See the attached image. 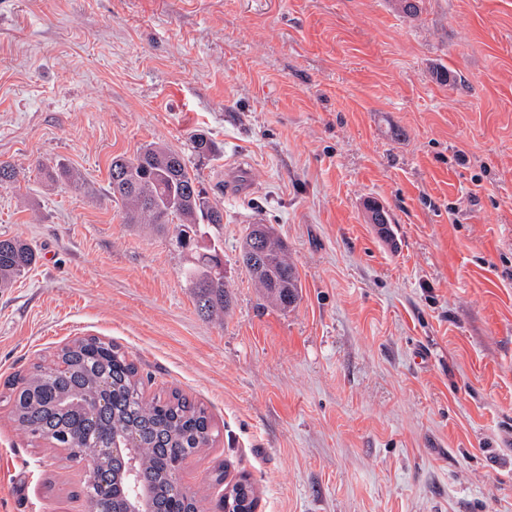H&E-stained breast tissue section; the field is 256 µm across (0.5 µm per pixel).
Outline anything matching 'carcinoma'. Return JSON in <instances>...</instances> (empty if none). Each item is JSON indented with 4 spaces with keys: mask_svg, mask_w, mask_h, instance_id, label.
Listing matches in <instances>:
<instances>
[{
    "mask_svg": "<svg viewBox=\"0 0 512 512\" xmlns=\"http://www.w3.org/2000/svg\"><path fill=\"white\" fill-rule=\"evenodd\" d=\"M192 151L200 157L216 154L214 141L201 133L190 136ZM112 196L121 203L127 223L164 228L176 224L181 245L188 233L208 237L224 219L217 201L200 186L184 155L165 145L149 144L132 157L112 158L109 170ZM267 240L262 254L253 256L249 228L240 245V260L264 298L284 308L298 294V277L288 262L272 227L264 225ZM37 262L35 249L20 238L0 239V289L10 288ZM221 259L216 247L192 252L183 269V279L192 289L198 313L211 319L224 312L229 294L224 277L214 268ZM58 359L69 364L64 375L36 365L21 378L10 395L13 420L33 440H45L61 448L89 443L108 447L109 439L133 443L124 457L104 455L101 468L112 481V499L101 501L85 490L89 508L126 512V504L140 498L141 512H206L196 495L181 488L176 472L183 461L212 441V426L206 409L174 392L165 398L143 399L138 368L112 343L96 337L77 339L61 349ZM108 392L103 408H90L75 415L61 407L64 400H84ZM224 470L213 481L224 485L223 512H255L256 488L242 477L224 484Z\"/></svg>",
    "mask_w": 512,
    "mask_h": 512,
    "instance_id": "carcinoma-1",
    "label": "carcinoma"
}]
</instances>
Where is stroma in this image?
<instances>
[{
	"mask_svg": "<svg viewBox=\"0 0 512 512\" xmlns=\"http://www.w3.org/2000/svg\"><path fill=\"white\" fill-rule=\"evenodd\" d=\"M151 142L224 208L223 321L173 229L112 199ZM0 162V239L38 251L0 290V512H88L91 460L30 443L9 396L89 336L207 408L177 481L210 512L222 466L256 512H512V0H0ZM258 218L285 310L239 261ZM256 220L249 228L240 245V260L251 279L262 289L264 298L275 305L287 308L298 294V277L292 264L288 262L283 246L275 239L272 227ZM264 226L267 240L262 254L253 256L251 240L255 226Z\"/></svg>",
	"mask_w": 512,
	"mask_h": 512,
	"instance_id": "obj_1",
	"label": "stroma"
}]
</instances>
